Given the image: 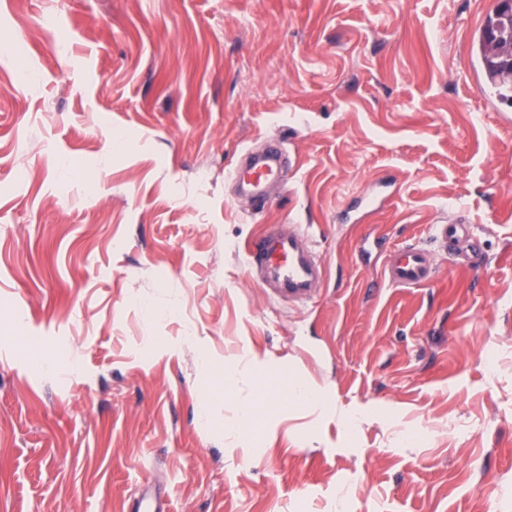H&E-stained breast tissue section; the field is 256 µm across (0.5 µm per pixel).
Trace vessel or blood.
Returning <instances> with one entry per match:
<instances>
[{"label":"vessel or blood","mask_w":512,"mask_h":512,"mask_svg":"<svg viewBox=\"0 0 512 512\" xmlns=\"http://www.w3.org/2000/svg\"><path fill=\"white\" fill-rule=\"evenodd\" d=\"M282 153L273 146L256 158L249 167L250 183L259 185L281 177ZM441 250L454 255L457 264L474 268L481 249L470 234L464 214L438 221L432 227L430 243L420 241L403 246L397 254L387 256L382 272L384 284L394 288H420L431 283L436 275L433 252ZM245 265L257 270L261 288L281 302H304L315 293L324 277V270L305 250L298 237L276 230L265 231L245 250Z\"/></svg>","instance_id":"b4317fda"}]
</instances>
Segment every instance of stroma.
<instances>
[{"label": "stroma", "instance_id": "35a3bbf8", "mask_svg": "<svg viewBox=\"0 0 512 512\" xmlns=\"http://www.w3.org/2000/svg\"><path fill=\"white\" fill-rule=\"evenodd\" d=\"M494 4L0 0V512H130L154 485L168 512H512ZM274 140L288 181L259 206L232 171ZM460 206L484 266L380 287L363 243ZM272 224L323 261L307 305L244 264ZM287 378L321 409L242 440Z\"/></svg>", "mask_w": 512, "mask_h": 512}]
</instances>
